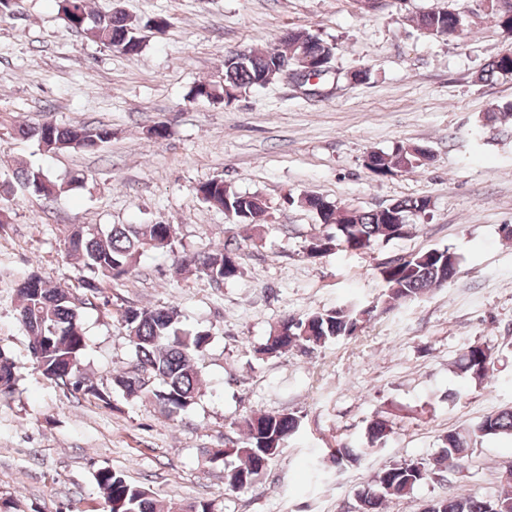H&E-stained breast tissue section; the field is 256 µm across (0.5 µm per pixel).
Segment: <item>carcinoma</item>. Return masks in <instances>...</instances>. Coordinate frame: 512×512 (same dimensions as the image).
<instances>
[{"label": "carcinoma", "mask_w": 512, "mask_h": 512, "mask_svg": "<svg viewBox=\"0 0 512 512\" xmlns=\"http://www.w3.org/2000/svg\"><path fill=\"white\" fill-rule=\"evenodd\" d=\"M499 27L512 33V0H488ZM61 15L65 23L80 29L113 51L134 57L143 49L141 25L116 10L107 14L94 13L88 0H61ZM415 27L429 37H454L467 24V14L459 9H441L412 17ZM281 41L285 50L244 49L224 56V86L216 90L211 84L199 82L188 92V100L220 99L228 104L237 94L253 87H264L280 77L279 62L294 59L313 68L317 77L326 74L336 53V45L322 39L308 28L290 29ZM512 74V53H501L491 60L478 75L487 82L504 74ZM24 137L37 139L42 150L56 153L62 150L95 151L112 140V129L104 126L60 124L44 121L34 127H17ZM430 152L418 145H399L392 152L371 151L365 166L378 177L395 172H407L427 165ZM22 189L38 197L51 198L63 189V184L40 168L22 166L15 172ZM197 197L224 210L230 224L258 227L267 212L266 201L258 195L241 194L224 180L212 178L198 184ZM298 202L316 212L320 222L333 227V232L315 238L308 256L316 258L338 248L356 254L371 251L381 241L400 239L409 233L411 221L427 214L430 200L409 198L393 203L392 208L363 211L349 206H337L319 195L304 194ZM175 228L172 224H112L106 229L76 227L66 236L68 255L82 262L87 275L78 279L85 301L102 292V282L119 281L131 275L141 257L149 252L173 250ZM459 255L450 248H432L392 259L379 269L383 291L382 302L409 304L427 292L443 288L453 279ZM192 267L221 285L238 278L241 273L239 248L231 242L214 250L184 254L177 258L175 274ZM17 321L29 339L33 364L42 367L47 378L102 402L112 405V392L126 397L145 399L174 415L192 407L199 394V371L195 356L207 349L212 334L208 330L181 333L178 329L180 310L175 305L157 308L128 306L120 312L118 324L131 344L135 365L117 374L112 388H101L82 369L86 347L80 322V306L75 302L71 287L49 285L41 276L31 274L16 288ZM374 308L349 303L328 310H314L302 318L286 317L280 325L286 336L270 334L260 345L259 353L278 356L294 348L323 346L339 338L356 334L366 316ZM497 356L487 345L473 343L463 348L456 368L480 385L495 366ZM0 379L7 391L15 389L18 368L15 361L0 351ZM243 438L231 442V447L212 452L210 460L235 457L240 464L227 475L228 485L241 489L251 485L279 456L287 440L299 428V417L293 413L254 411L242 421ZM368 446L386 441L391 433L389 422L375 419L366 428ZM512 435V409L485 416L472 430H451L442 439V454L432 461L416 459L393 463L376 474L373 485L364 490L356 506L357 512H383L391 498H409L414 490L433 475L443 472L467 457L477 438ZM364 451L347 446L329 450L336 466L356 463ZM94 479L103 494L109 512H167V507L144 488L134 485L109 467L98 469ZM504 490L495 496L480 497L471 493H455L433 499L429 512H487L488 505L499 512H512V476L503 483Z\"/></svg>", "instance_id": "1"}]
</instances>
